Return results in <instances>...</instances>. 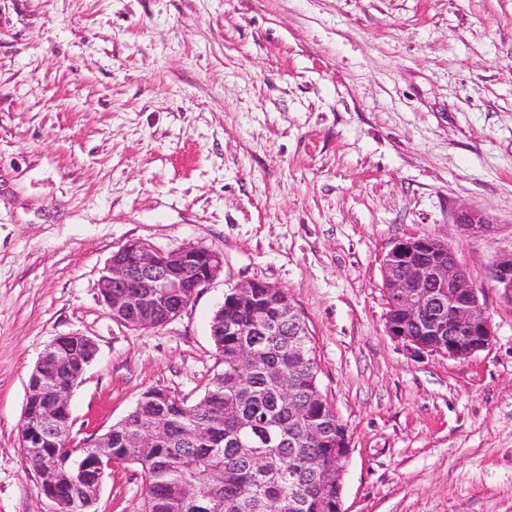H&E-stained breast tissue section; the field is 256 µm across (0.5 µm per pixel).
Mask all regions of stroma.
<instances>
[{"label": "stroma", "instance_id": "35a3bbf8", "mask_svg": "<svg viewBox=\"0 0 512 512\" xmlns=\"http://www.w3.org/2000/svg\"><path fill=\"white\" fill-rule=\"evenodd\" d=\"M476 208L487 223L455 224ZM447 241L495 336L467 358L386 332L383 260ZM132 240L202 244L219 276L176 320L113 319L98 281ZM512 0H0V512H56L24 460L31 371L97 353L74 441L159 387L198 400L235 284L285 290L351 434L344 512H512ZM117 464L91 512H139ZM487 278L500 299L512 306V251L499 256L489 267ZM70 336L77 337V339H79V342H75L74 351L70 356L72 361L77 360L79 362L81 372L92 362L95 357L97 347L95 342L87 336L79 334H73Z\"/></svg>", "mask_w": 512, "mask_h": 512}]
</instances>
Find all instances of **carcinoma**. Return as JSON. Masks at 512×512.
I'll list each match as a JSON object with an SVG mask.
<instances>
[{
	"label": "carcinoma",
	"instance_id": "carcinoma-1",
	"mask_svg": "<svg viewBox=\"0 0 512 512\" xmlns=\"http://www.w3.org/2000/svg\"><path fill=\"white\" fill-rule=\"evenodd\" d=\"M288 294L256 281L246 301L224 299V331L212 337L222 370L195 403L151 387L141 402L112 425V459L140 467L141 512H338L336 488L324 473L346 464L347 425L323 396L309 333L290 336ZM249 362H240L244 350ZM292 382V395L280 379ZM164 423L165 434L131 447L139 430ZM22 428L41 430V404L26 400ZM42 447L61 461L47 482L37 462L42 492L67 507L75 493L72 461L95 455L51 437Z\"/></svg>",
	"mask_w": 512,
	"mask_h": 512
}]
</instances>
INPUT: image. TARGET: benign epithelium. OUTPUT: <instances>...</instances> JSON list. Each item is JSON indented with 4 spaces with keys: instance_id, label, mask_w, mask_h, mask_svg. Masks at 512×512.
Listing matches in <instances>:
<instances>
[{
    "instance_id": "1",
    "label": "benign epithelium",
    "mask_w": 512,
    "mask_h": 512,
    "mask_svg": "<svg viewBox=\"0 0 512 512\" xmlns=\"http://www.w3.org/2000/svg\"><path fill=\"white\" fill-rule=\"evenodd\" d=\"M223 267V255L203 245L162 252L144 241H131L112 254L98 288L115 320L124 322V314L138 319L143 308L151 307L161 311L166 325L188 305L183 289L205 287ZM487 278L500 299L512 306V252L492 263ZM383 280L387 307L399 308L418 335H409L407 327L389 314L386 332L412 353L466 358L491 343L494 331L484 289L474 284L447 242L420 235L398 240L383 260ZM444 336L448 341L442 340ZM77 339L71 360L78 361L83 371L97 347L87 336ZM62 340L66 337L47 347L31 374L33 392L49 407L43 416L44 426L58 437L68 431L57 423L56 411L69 405L76 382L58 389L47 385L44 377L59 365L56 348ZM22 448L26 459L42 460L49 473L55 469L54 460L35 440L22 441Z\"/></svg>"
}]
</instances>
